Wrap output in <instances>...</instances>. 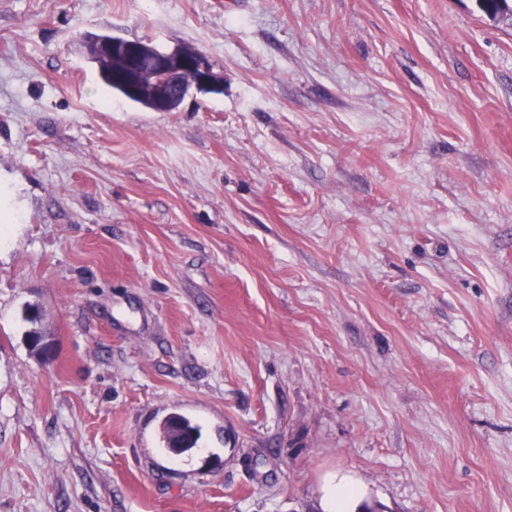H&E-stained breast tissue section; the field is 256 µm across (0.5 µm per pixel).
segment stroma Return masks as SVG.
Masks as SVG:
<instances>
[{"label": "stroma", "mask_w": 512, "mask_h": 512, "mask_svg": "<svg viewBox=\"0 0 512 512\" xmlns=\"http://www.w3.org/2000/svg\"><path fill=\"white\" fill-rule=\"evenodd\" d=\"M89 32L224 89L145 109ZM1 224L0 512H512V27L476 0H0ZM174 428H177L182 435L181 448L178 449L179 453L189 452L197 446L200 437L199 425L193 424L190 419L182 415L172 414L165 418L160 426L162 442L166 448L173 450L172 439Z\"/></svg>", "instance_id": "obj_1"}]
</instances>
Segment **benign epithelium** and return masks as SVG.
<instances>
[{
    "mask_svg": "<svg viewBox=\"0 0 512 512\" xmlns=\"http://www.w3.org/2000/svg\"><path fill=\"white\" fill-rule=\"evenodd\" d=\"M112 53H118L127 68V90L140 93V76L150 72L156 77V102L163 106L169 100L185 98L190 91H220L224 76L214 71L204 55L187 56L177 49H157L139 39L114 38L108 41Z\"/></svg>",
    "mask_w": 512,
    "mask_h": 512,
    "instance_id": "7a95c632",
    "label": "benign epithelium"
}]
</instances>
